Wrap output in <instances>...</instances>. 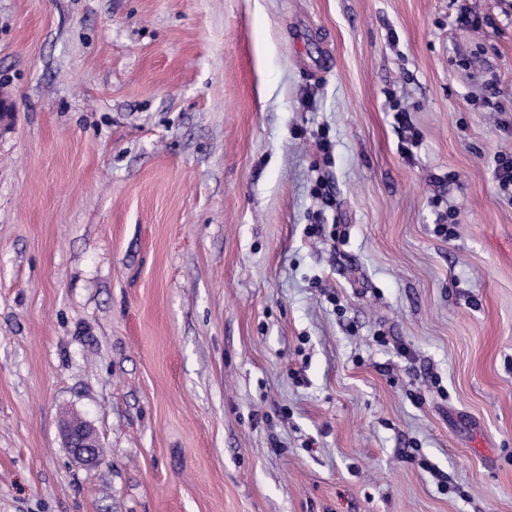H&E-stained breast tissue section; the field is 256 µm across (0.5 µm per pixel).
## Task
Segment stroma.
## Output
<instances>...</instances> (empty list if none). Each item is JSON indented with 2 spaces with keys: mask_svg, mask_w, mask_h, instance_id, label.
I'll return each instance as SVG.
<instances>
[{
  "mask_svg": "<svg viewBox=\"0 0 512 512\" xmlns=\"http://www.w3.org/2000/svg\"><path fill=\"white\" fill-rule=\"evenodd\" d=\"M0 98V512H512V0H0ZM64 444L77 459L96 465L101 461L99 440L95 430L86 422L71 419L63 424Z\"/></svg>",
  "mask_w": 512,
  "mask_h": 512,
  "instance_id": "1",
  "label": "stroma"
}]
</instances>
